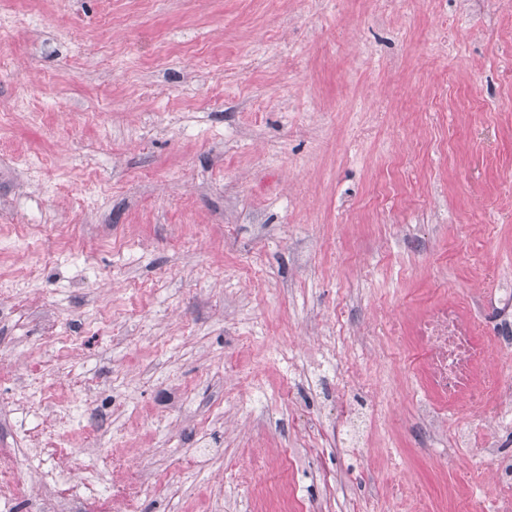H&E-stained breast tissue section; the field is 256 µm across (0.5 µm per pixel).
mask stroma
I'll list each match as a JSON object with an SVG mask.
<instances>
[{"instance_id":"35a3bbf8","label":"stroma","mask_w":512,"mask_h":512,"mask_svg":"<svg viewBox=\"0 0 512 512\" xmlns=\"http://www.w3.org/2000/svg\"><path fill=\"white\" fill-rule=\"evenodd\" d=\"M0 27L19 472L18 389L76 437V477L139 463V512H409L388 474L435 512L490 490L477 448L427 453L403 336L347 355L401 417L367 454L308 457L336 397L290 383L340 298L404 326L479 271L512 282V0H0Z\"/></svg>"}]
</instances>
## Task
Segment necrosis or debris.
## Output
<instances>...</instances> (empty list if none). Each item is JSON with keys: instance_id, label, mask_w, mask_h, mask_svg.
<instances>
[{"instance_id": "1", "label": "necrosis or debris", "mask_w": 512, "mask_h": 512, "mask_svg": "<svg viewBox=\"0 0 512 512\" xmlns=\"http://www.w3.org/2000/svg\"><path fill=\"white\" fill-rule=\"evenodd\" d=\"M477 308L492 312L496 336L486 334L483 322L471 315L463 301L443 299L428 305L413 322L407 343L414 351L417 371L427 396L414 408L428 436L439 441L448 437V413H465L477 422V429L457 433V441L474 437L476 430L512 426V285L492 283L483 278L477 284ZM321 371L330 376L339 412L330 423L313 420L312 436L333 428L342 443L367 453L371 412L359 411L353 402L358 389L356 373L338 357L326 358ZM11 413L38 418L37 427L27 429V444L40 448L57 467L47 478L38 465L19 475L15 453L0 448V512H14L17 500L34 502L36 512H87L90 504L111 500L112 512H135L144 490L141 478L127 460H117L116 474L101 482H77L68 471L71 449L50 437L51 423L41 416V407L28 396L14 395ZM483 459L494 461L495 490L492 495H471L470 512H512V454H502L495 442L484 439L479 450Z\"/></svg>"}]
</instances>
